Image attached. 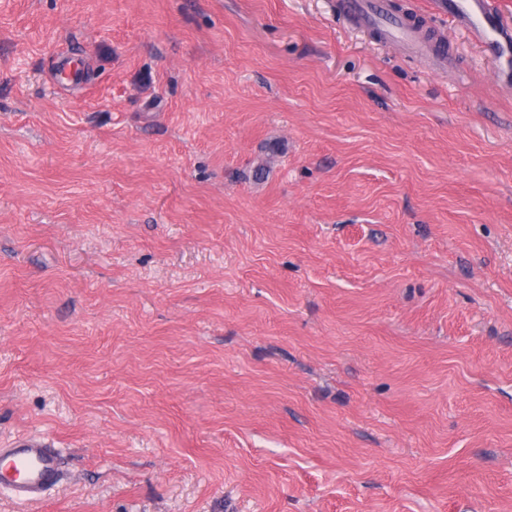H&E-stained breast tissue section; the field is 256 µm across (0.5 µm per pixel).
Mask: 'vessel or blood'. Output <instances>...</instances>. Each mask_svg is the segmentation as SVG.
Instances as JSON below:
<instances>
[{
    "label": "vessel or blood",
    "instance_id": "1",
    "mask_svg": "<svg viewBox=\"0 0 512 512\" xmlns=\"http://www.w3.org/2000/svg\"><path fill=\"white\" fill-rule=\"evenodd\" d=\"M346 7L359 23L384 41L420 59L429 55L430 44L406 21L391 20L383 0H347ZM432 9L465 27L490 50L502 55L512 53V21L503 16L494 0H432ZM61 472L58 449L42 440L19 439L11 447L0 448V484L7 485L19 499L38 500L48 486L58 481Z\"/></svg>",
    "mask_w": 512,
    "mask_h": 512
}]
</instances>
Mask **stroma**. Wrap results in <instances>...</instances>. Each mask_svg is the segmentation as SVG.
Listing matches in <instances>:
<instances>
[{
	"instance_id": "stroma-1",
	"label": "stroma",
	"mask_w": 512,
	"mask_h": 512,
	"mask_svg": "<svg viewBox=\"0 0 512 512\" xmlns=\"http://www.w3.org/2000/svg\"><path fill=\"white\" fill-rule=\"evenodd\" d=\"M0 0V512H512V96L429 12ZM76 79L55 77L58 55ZM346 7L359 23L376 32L384 41L400 46L403 51L419 59L429 55L430 44L406 21H392L384 10L382 0H347ZM0 463V484L26 501L38 500L56 483L63 464L58 449L35 438L18 439L10 448H0Z\"/></svg>"
}]
</instances>
